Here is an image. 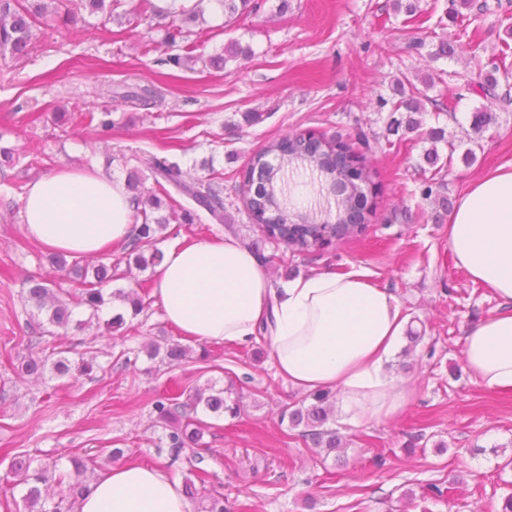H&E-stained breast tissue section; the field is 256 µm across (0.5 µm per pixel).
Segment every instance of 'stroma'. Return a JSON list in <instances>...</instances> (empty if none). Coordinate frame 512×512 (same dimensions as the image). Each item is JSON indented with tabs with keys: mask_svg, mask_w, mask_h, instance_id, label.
Segmentation results:
<instances>
[{
	"mask_svg": "<svg viewBox=\"0 0 512 512\" xmlns=\"http://www.w3.org/2000/svg\"><path fill=\"white\" fill-rule=\"evenodd\" d=\"M450 0H421L423 27L408 25L393 0H262L258 12L225 24L209 11L193 24L185 51L195 69L165 64L164 18L105 23L78 10L74 19L40 27L22 61L0 58V147L15 164L0 173V512H24L22 488L9 479L11 464L31 458L48 464L75 450L92 451L97 472L113 467L108 452L124 449V462L161 466L185 481L197 453L171 460L154 403L171 380L233 387L238 415L206 416L200 454L209 485L224 495L227 512H495L512 493V390L491 391L474 382L461 349L469 325L494 312L498 300L455 266L448 249V219L460 194L484 172L512 163V104L494 103L477 159L454 157L438 193L424 196L431 176L423 158L431 129L445 131L437 146L463 140L472 112L484 100L469 90L501 49L512 45V0H485L465 25L448 19ZM422 40L421 51L410 47ZM457 46L451 59L434 58L440 39ZM251 47L250 56L224 70L203 58L228 43ZM479 50H472V43ZM427 85L430 98L414 133L388 131L399 100V81ZM156 90L145 103L128 91ZM451 101L452 113L434 101ZM109 111L112 130L75 125L82 112ZM313 132L350 149L368 181L369 213L358 236L311 253L268 241L234 187L250 157L292 133ZM111 158L113 179L149 176L152 158L178 162L194 179L220 177L224 221L184 200L194 221L172 222L168 242L231 234L264 243L273 286L326 269L368 270L400 298L410 326L421 335L415 351L391 361L390 373L413 398L396 418L349 424L333 413L328 426L343 440L340 454H325L282 413L302 399L276 375L267 340L242 345L193 341L181 364L141 355L151 341L175 339L158 304L131 319V329L57 330L44 349L70 347L71 361L95 357L92 375L36 379L23 375L27 315L22 283L39 272L57 287L74 284L53 271L47 250L20 228L28 186L56 169H92ZM136 358L124 369L120 355ZM459 480L466 495L428 497L430 484Z\"/></svg>",
	"mask_w": 512,
	"mask_h": 512,
	"instance_id": "stroma-1",
	"label": "stroma"
}]
</instances>
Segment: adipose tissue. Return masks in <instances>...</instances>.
<instances>
[{"label": "adipose tissue", "mask_w": 512, "mask_h": 512, "mask_svg": "<svg viewBox=\"0 0 512 512\" xmlns=\"http://www.w3.org/2000/svg\"><path fill=\"white\" fill-rule=\"evenodd\" d=\"M137 203L101 170L63 168L23 200L24 232L45 250L93 256L134 236ZM448 248L471 281L494 293L497 312L471 325L462 355L484 388L512 389V164L472 182L448 221ZM152 293L183 336L227 344L268 337L278 375L296 391H339L355 424L393 418L412 392L387 365L409 316L397 295L360 267L273 288L261 261L235 236L183 240L164 249ZM78 512H191L177 480L157 466L103 473Z\"/></svg>", "instance_id": "1"}]
</instances>
